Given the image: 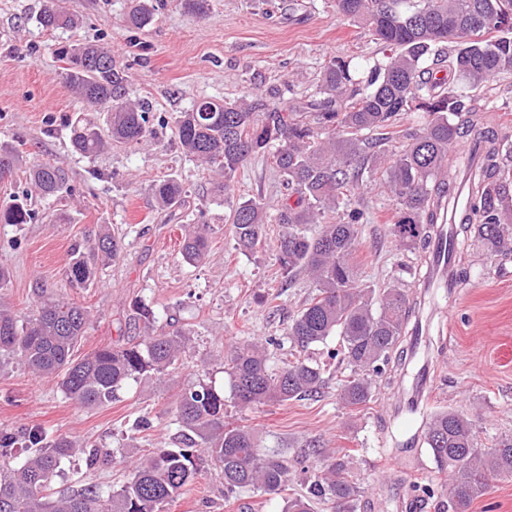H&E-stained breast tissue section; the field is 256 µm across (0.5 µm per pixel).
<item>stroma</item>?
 Wrapping results in <instances>:
<instances>
[{
  "mask_svg": "<svg viewBox=\"0 0 512 512\" xmlns=\"http://www.w3.org/2000/svg\"><path fill=\"white\" fill-rule=\"evenodd\" d=\"M207 18L184 12L177 0H160L152 26L124 27L126 0H66L80 24L48 31L37 17L43 0H0V144L18 151L22 163L0 180V206L28 187V169L58 165L67 174V192L52 198L32 195L36 217L26 224H0V267L11 280L0 302L16 314L28 313L40 296L85 307L90 325L78 355L103 345H124L143 333L132 320V303L142 300L156 313L157 330L177 331L184 351L165 376H152L120 390L112 403L75 405L57 379L32 374L17 362L0 364V430H42L77 445L109 449L115 460L87 469L82 453L61 464L54 495L85 483L115 489L132 467L158 448L184 445L174 415L179 392L205 383L224 394L226 419L251 426L261 447L292 462L288 492L304 493L308 473L321 467L325 453L348 455L366 500H386L388 512H407L410 486L441 487L448 480L429 452L404 459L394 469L384 450L395 391L380 386L369 403L343 408L339 390L345 376L331 359L337 338L308 350L325 367L317 397L239 409L224 355L246 337H283L300 306L315 293L306 276L288 286L275 278L276 243L281 225H270L266 242L253 252L236 246L231 210L214 204L215 177L178 147L170 122L200 98L233 101L262 91L293 104L316 95L330 59L384 64L387 51L364 26L337 15L334 0H211ZM99 41L128 67L131 89L156 119L155 138L133 147H112L84 158L72 151L68 123L75 114L104 124L106 112L79 102L61 76L66 62L59 47ZM477 111L497 135L512 137V74L472 91ZM177 178L185 188L179 207L160 209L151 191L156 181ZM283 178L270 155L252 158L238 173L232 196L254 199L276 211L285 198ZM365 213L354 254L365 287L395 279L414 291L420 261L391 234L396 202L378 185L359 198ZM206 223L209 254L200 264L179 255L181 227ZM121 246L119 258L97 265L91 284L73 288L65 277L73 247L88 250L101 231ZM460 299L441 336L443 353L430 374V411L456 410L470 416L478 445L512 434V257H495L471 246ZM272 293L274 305L260 303ZM147 418L148 426L135 422ZM280 496L243 492L224 496V480L202 466L167 512H283Z\"/></svg>",
  "mask_w": 512,
  "mask_h": 512,
  "instance_id": "obj_1",
  "label": "stroma"
}]
</instances>
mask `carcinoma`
<instances>
[{
    "label": "carcinoma",
    "instance_id": "cac0c4a2",
    "mask_svg": "<svg viewBox=\"0 0 512 512\" xmlns=\"http://www.w3.org/2000/svg\"><path fill=\"white\" fill-rule=\"evenodd\" d=\"M199 19L208 16L210 0H179ZM337 12L363 24L390 51L387 62L365 81L357 67L333 59L324 68L318 97L296 106L251 93L233 102L204 98L173 117L179 148L217 176V204L230 202L238 170L253 157L272 152L284 177L288 197L274 216L283 227L277 243L281 275L307 276L316 294L288 325L286 337L306 351L330 336L340 341L334 353L351 376L340 401L347 408L368 403L374 380L404 386L412 363L431 359L436 340L415 335L433 297L425 290L410 294L395 285L365 288L353 255L364 211L351 197L363 193L359 170L382 171L383 186L397 201L394 235L400 246L428 257L444 221L453 190L448 154L475 133L484 143L478 167L465 165L471 190V214L455 230L446 261L459 266L477 242L490 255L512 252V143L478 129L474 105L466 104L463 88L475 90L496 77L512 73V0H336ZM153 0H129L124 26L142 31L154 20ZM47 30L71 29L78 18L63 0H44L38 17ZM448 48H443V44ZM68 62L65 84L82 102L109 112L106 131L83 118L72 127V150L94 156L107 145H130L152 134L144 104L131 97L129 76L105 44L79 42L59 49ZM442 77H435L437 73ZM404 112H420L424 123L403 134L397 149L388 150V129ZM21 159L0 147V170L12 174ZM35 192L59 195L63 170L51 163L29 168ZM164 209L184 193L176 179L151 187ZM28 194L0 208V224H26L33 219ZM269 223L257 200L232 209L239 247L251 252L265 240ZM309 224L322 225L316 236ZM208 251L205 227L181 237L180 255L188 264ZM121 248L108 232L98 235L90 251L73 250L66 278L74 288L86 286L97 261H112ZM133 310L145 329L143 339L124 346L105 345L77 358L85 337L88 312L60 299H43L19 316L0 304V356L15 359L38 376L56 377L61 391L76 404L104 406L126 384L151 375H165L178 363L184 348L178 333H152L156 317L144 302ZM249 339L224 356V369L238 403L250 408L268 402L301 400L318 394L324 369L307 360L269 365L267 346ZM176 420L195 436L198 448H158L135 467L125 485L106 492L85 484L73 493L51 497L48 489L61 461L77 448L68 438H47L41 431L22 434L0 431V456H21L19 465L0 472V512H166L167 506L192 485L203 460L224 476V494L242 491L276 494L288 482V460L259 447L254 431L224 420V393L200 384L183 389ZM424 440L438 469L451 470L442 492L423 490L416 501H431L449 512H469L490 489V479L512 477V435L493 447L477 446L475 425L467 415L439 411L425 419ZM86 465L102 468L111 456L91 446L83 450ZM352 460L326 455L322 470L307 477V494L288 498L286 512H312L315 499H328L335 512H356L362 488L350 475Z\"/></svg>",
    "mask_w": 512,
    "mask_h": 512
}]
</instances>
